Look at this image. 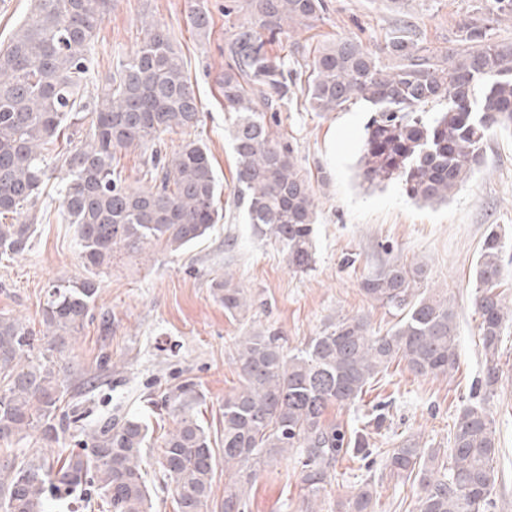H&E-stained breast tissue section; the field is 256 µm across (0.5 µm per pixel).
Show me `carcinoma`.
<instances>
[{
	"label": "carcinoma",
	"mask_w": 512,
	"mask_h": 512,
	"mask_svg": "<svg viewBox=\"0 0 512 512\" xmlns=\"http://www.w3.org/2000/svg\"><path fill=\"white\" fill-rule=\"evenodd\" d=\"M249 18L226 45L230 62L220 88L236 113L229 137L236 164L235 195L246 223L288 251V265L305 270L312 259L316 204L293 148L279 133L277 112L292 93L263 32L284 25L312 27L327 11L325 0H246ZM112 0H35L32 14L0 49V255L29 249L36 232V203L47 177L46 156L61 132L83 134L64 154L61 205L75 225L81 258L92 276L59 280L42 309L51 350L59 352L83 327L97 297L95 276L116 252H180L204 238L221 219L217 181L206 149L183 140L169 156L154 150L166 133L200 122L201 105L185 76L169 32L141 20L137 51L116 64L95 101L83 98L88 57ZM200 36L209 11L191 9ZM385 55L393 64L380 60ZM378 55L353 40L317 50L305 89L316 112L372 106L359 165L373 186L397 183L424 204L443 203L471 177L490 132L512 129V41L486 40L472 20L460 27L458 47L446 61L408 36L391 38ZM436 105L442 106L438 112ZM151 149L150 185L126 184L112 166L117 152ZM27 213L28 223H5ZM502 231L485 236L474 268L485 391L500 380L498 354L512 308L498 292L503 278ZM424 268L393 261L364 278L363 292L400 320L374 334L363 317H341L308 343L288 351L277 332L254 330L237 343L242 384L224 397V512H242L244 499L265 465L297 455L304 512L335 475L336 465L363 451L358 432L327 418L331 407L355 403L365 387L394 363L417 376L458 369L457 311L452 299L421 288ZM215 299L236 317L251 304L230 274L215 281ZM33 338L22 321L0 315V441L20 442L38 432L48 442L65 433L57 420L62 382L53 359L32 356ZM202 399L185 381L164 395L175 427L157 446L156 463L170 481L177 512H207L217 459L209 433L195 417ZM451 447L422 448L406 440L385 452L383 470L414 478L416 512H488L498 480L494 419L474 403L457 416ZM88 451L65 457L0 456V509L47 512L49 502L88 481L112 512H152L145 457L149 426L140 418L106 420L86 442ZM373 484L366 479L336 512H372Z\"/></svg>",
	"instance_id": "obj_1"
}]
</instances>
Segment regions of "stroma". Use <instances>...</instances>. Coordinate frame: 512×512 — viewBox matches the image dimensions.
<instances>
[{"label":"stroma","instance_id":"1","mask_svg":"<svg viewBox=\"0 0 512 512\" xmlns=\"http://www.w3.org/2000/svg\"><path fill=\"white\" fill-rule=\"evenodd\" d=\"M191 0H112L98 30L91 72L102 75L125 58L142 37L141 19L165 27L184 59L185 70L202 102L200 123L188 135H164L161 149L173 152L183 138L207 149L219 182L224 217L201 242L175 254L151 258L120 255L100 274L99 293L83 329L59 362L63 381L61 410L77 411L59 443L39 434L15 445L18 455H66L79 449L85 431L104 419L150 413L156 435L171 430L168 415L149 410L166 389L196 383L204 400L195 413L208 429L215 450L224 445V398L240 385L235 342L250 329L278 332L287 349L302 347L341 316L367 318L373 332L385 333L394 316L367 297L362 280L386 263L423 264V285L448 293L456 304L459 368L448 376L421 377L392 365L351 408H333L329 419L349 430H366L368 461L346 458L321 495L317 512H336L338 500L361 481H374V512H415L414 479L394 478L382 468V453L413 439L429 448L449 445L460 410L482 401L494 419L502 475L493 494V512H512V325L499 354L501 379L494 392L481 394L484 356L474 308L473 271L481 242L491 227L506 233L501 290L512 307V132L490 134L481 164L467 184L441 206L412 202L398 184L362 186L356 161L372 108L365 103L339 112L311 111L294 93L278 117L298 165L310 176L317 221L310 270L293 271L288 254L272 239L255 234L233 194L235 158L228 137L230 114L219 82L228 63L225 45L234 25L246 16L245 0H204L212 29L199 38L188 14ZM328 10L312 28H284L269 47L291 76L305 78L314 50L337 38L359 41L375 51L391 36L407 31L439 58L455 46L459 25L483 17L485 0H326ZM329 183H321V172ZM60 175L46 181L37 202L43 218L25 253L0 258V314L19 318L35 334L34 355L48 347L41 308L57 280H79L87 271L75 227L60 208ZM235 247H226L227 237ZM232 274L251 295L245 317L232 318L214 297L216 278ZM303 492L294 459L271 462L252 486L244 512H300Z\"/></svg>","mask_w":512,"mask_h":512}]
</instances>
